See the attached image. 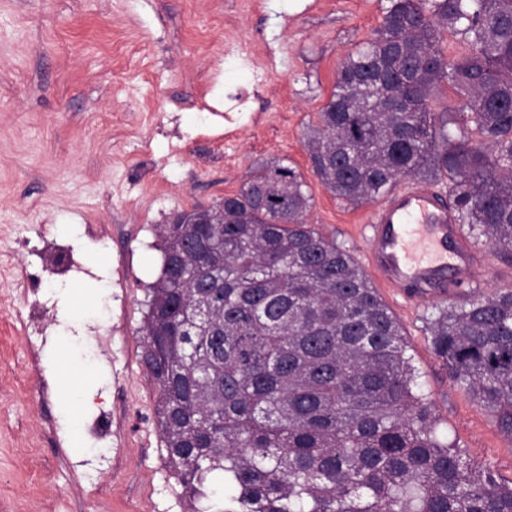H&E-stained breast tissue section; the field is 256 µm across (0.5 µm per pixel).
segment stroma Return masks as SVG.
Returning <instances> with one entry per match:
<instances>
[{
    "label": "stroma",
    "mask_w": 512,
    "mask_h": 512,
    "mask_svg": "<svg viewBox=\"0 0 512 512\" xmlns=\"http://www.w3.org/2000/svg\"><path fill=\"white\" fill-rule=\"evenodd\" d=\"M387 0H0V512H185L142 362L146 288L160 274L158 225L238 193L263 162L295 167L309 223L366 264L372 208L336 199L313 174L304 135L340 62L380 26ZM65 224L78 235L62 232ZM486 264L472 287L407 300L379 295L403 327L440 430L472 465L512 481V436L450 380L430 319L512 288V256L475 232ZM42 277L21 301L14 277ZM111 322L61 344L86 386L52 385L31 365L61 323L48 283ZM38 306V326L16 319ZM92 455L69 448L65 409Z\"/></svg>",
    "instance_id": "1"
}]
</instances>
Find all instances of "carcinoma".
I'll return each instance as SVG.
<instances>
[{
	"label": "carcinoma",
	"instance_id": "1",
	"mask_svg": "<svg viewBox=\"0 0 512 512\" xmlns=\"http://www.w3.org/2000/svg\"><path fill=\"white\" fill-rule=\"evenodd\" d=\"M447 32L468 53L447 59ZM444 84L463 111H433ZM305 146L351 203L405 177L448 180L459 221L512 254V0H388ZM223 204L222 224L159 225L141 329L188 512H512V484L438 432L399 323L308 222L301 174L260 164ZM429 330L512 435V289L441 309Z\"/></svg>",
	"mask_w": 512,
	"mask_h": 512
}]
</instances>
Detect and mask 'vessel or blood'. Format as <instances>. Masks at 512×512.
I'll return each mask as SVG.
<instances>
[{"label": "vessel or blood", "instance_id": "obj_1", "mask_svg": "<svg viewBox=\"0 0 512 512\" xmlns=\"http://www.w3.org/2000/svg\"><path fill=\"white\" fill-rule=\"evenodd\" d=\"M369 262L386 288L425 296L447 276L475 279L481 268L445 192L410 182L391 193L365 221Z\"/></svg>", "mask_w": 512, "mask_h": 512}]
</instances>
